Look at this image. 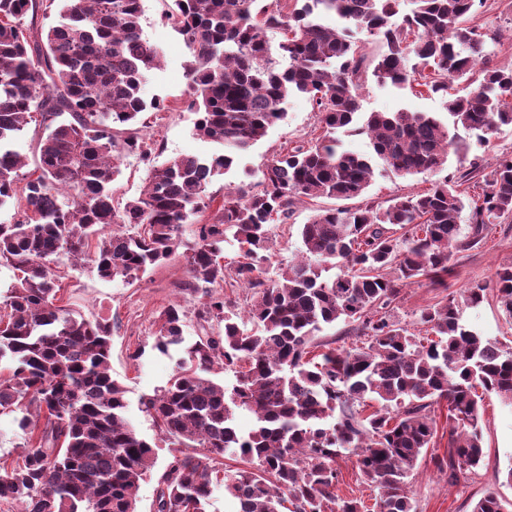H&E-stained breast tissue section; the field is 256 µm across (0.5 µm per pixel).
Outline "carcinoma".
Returning <instances> with one entry per match:
<instances>
[{
	"label": "carcinoma",
	"instance_id": "carcinoma-1",
	"mask_svg": "<svg viewBox=\"0 0 512 512\" xmlns=\"http://www.w3.org/2000/svg\"><path fill=\"white\" fill-rule=\"evenodd\" d=\"M173 2L168 19L193 54L186 108L215 152L159 163L133 129L142 113L161 109L141 93L160 63L143 34V0H0V207L22 214L0 224V266L17 272L0 303V362L9 363L0 413L20 414L27 435L24 452L0 462V501L21 512H137L154 448L131 425L125 389L112 378L111 325L62 305L52 265L86 261L100 278L130 283L182 248L189 280L181 289L206 298L199 319L223 330L198 337L166 385L141 401L177 447L155 512H209L219 485L237 512H366L363 501L336 494V458L346 448L378 490L379 512H413L407 478L433 441L434 404L447 401L454 422L448 459L435 464L456 483L484 456L475 389L512 401V352L461 324L453 297L420 312L437 341L408 332L389 308L401 284L424 277L447 287L452 256L512 215V159L482 176L464 238L462 186L478 173L473 164L386 207L317 211L281 281L262 276L268 225L303 199L363 197L379 163L405 176L442 167L451 149L466 156L452 128L489 143L512 125V66L488 65L485 34L466 25L476 0H416L399 21L397 0H293L289 11L278 0ZM41 7L56 8L45 28L36 22ZM355 27L384 48L372 68ZM269 30L282 35L275 47ZM478 63L476 86L448 92ZM369 72L381 85L448 96V120L361 114ZM298 94L319 114L322 134L274 157L258 190L227 191L195 241L183 243L180 228L209 207L213 179L284 119L282 105ZM34 112L47 134L39 175L24 183L15 139ZM340 130L367 135L372 153L341 150ZM126 156L149 174L144 192L122 206L111 185ZM399 228L408 233L396 237ZM228 241L246 248L231 270L222 260ZM336 267L345 271L328 275ZM228 277L253 290L245 316L218 292ZM495 289L512 313L511 267L497 271ZM184 317L178 305L160 312L153 349L183 343ZM340 320L357 323L364 345L308 357L314 334ZM216 365L234 373L232 388L211 377ZM368 401L380 408L363 417ZM238 409L253 415L250 428L238 426ZM230 448L245 467L222 475ZM471 512L504 510L487 495Z\"/></svg>",
	"mask_w": 512,
	"mask_h": 512
}]
</instances>
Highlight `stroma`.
Instances as JSON below:
<instances>
[{
  "label": "stroma",
  "mask_w": 512,
  "mask_h": 512,
  "mask_svg": "<svg viewBox=\"0 0 512 512\" xmlns=\"http://www.w3.org/2000/svg\"><path fill=\"white\" fill-rule=\"evenodd\" d=\"M172 0H144L143 32L161 51L158 69L143 84L145 99H159L163 107L142 115L140 134L147 142L159 146L161 159L180 155L209 153L211 146L196 136L194 113L186 111L184 100L188 91V66L192 59L182 36L173 27L168 15ZM469 26L494 34L489 43L490 62L497 66L512 64V0H484L468 18ZM365 112L445 113L444 99L436 94L422 95L410 89L380 85L368 80L361 96ZM285 117L243 155L224 175L216 177L208 188L212 198L209 211L197 214L181 227L183 241H193L200 224L208 222L212 210L218 209L229 189L254 185V177L277 154L289 145L316 137L319 121L310 101L303 96L288 99ZM461 166L456 154H449L440 169L412 176H400L390 170L376 169L367 199L379 205L399 195H415L428 190L433 183L457 174ZM336 199L321 197L297 205L288 220L271 225L272 249L262 266L263 275L276 279L285 272L301 249L299 231L320 209L337 207ZM447 289L431 286L428 280L401 287L399 298L391 310L394 321L410 332L424 335L419 322L422 309L442 300L445 293L461 296L463 291L485 287L483 301L475 307L461 306V321L498 343L512 347V314L502 306L492 281L498 270L512 267V217L492 225L484 241L477 247L454 254ZM63 303L72 311L88 318L106 319L112 326V375L126 390L128 416L136 432L158 448L154 477L142 482L138 492V512H154L156 477L162 474L170 450L152 420L142 412L141 400L155 394L173 374L183 353L173 350L163 354L154 350L155 322L168 305L181 304L185 311L183 337L192 344L203 328L197 317L203 307L201 295L181 290L188 278L186 261L175 254L162 264L149 269L138 281L101 279L88 263L71 264L61 260ZM484 459L481 466L449 484L447 473L433 463L434 456H445L449 448L448 404L434 406L436 435L426 455L408 479L409 496L414 512H471L475 503L487 494H495L512 512V482L506 478L512 468V405L498 396H484L480 403Z\"/></svg>",
  "instance_id": "1"
}]
</instances>
